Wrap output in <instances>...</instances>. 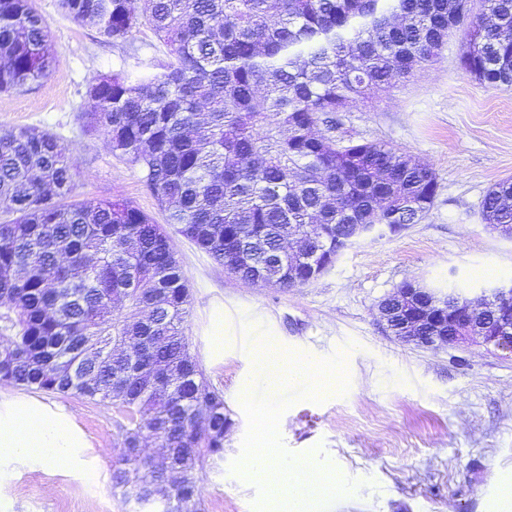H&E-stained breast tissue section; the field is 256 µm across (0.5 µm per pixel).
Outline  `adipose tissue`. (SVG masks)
Listing matches in <instances>:
<instances>
[{
    "instance_id": "1",
    "label": "adipose tissue",
    "mask_w": 512,
    "mask_h": 512,
    "mask_svg": "<svg viewBox=\"0 0 512 512\" xmlns=\"http://www.w3.org/2000/svg\"><path fill=\"white\" fill-rule=\"evenodd\" d=\"M85 445L70 416L24 402L0 407V454L24 453L52 462Z\"/></svg>"
}]
</instances>
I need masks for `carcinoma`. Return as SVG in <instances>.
<instances>
[{
    "mask_svg": "<svg viewBox=\"0 0 512 512\" xmlns=\"http://www.w3.org/2000/svg\"><path fill=\"white\" fill-rule=\"evenodd\" d=\"M109 40L149 27L164 71L89 83L87 126L137 169L167 223L242 282L297 288L349 248L354 224L422 219L437 177L386 143L318 135L436 60L512 89V0H61ZM478 12H473V8ZM0 92L45 79L58 51L34 0H0ZM54 133H0V383L111 403L112 472L133 512H202L204 463L224 460L223 393L191 353L187 281L166 228L119 199L77 201ZM512 225V180L482 200ZM178 461L163 477L146 442Z\"/></svg>",
    "mask_w": 512,
    "mask_h": 512,
    "instance_id": "1",
    "label": "carcinoma"
}]
</instances>
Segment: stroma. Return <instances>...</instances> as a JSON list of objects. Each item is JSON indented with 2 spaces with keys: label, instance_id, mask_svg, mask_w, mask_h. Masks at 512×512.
<instances>
[{
  "label": "stroma",
  "instance_id": "stroma-1",
  "mask_svg": "<svg viewBox=\"0 0 512 512\" xmlns=\"http://www.w3.org/2000/svg\"><path fill=\"white\" fill-rule=\"evenodd\" d=\"M58 51L52 73L29 89L0 93V131L35 127L69 149L77 200L118 196L156 223L166 213L137 169L112 156L91 132L79 106L90 81L121 72L137 81L156 74L165 48L140 28L106 40L91 24L73 22L60 0H35ZM460 40L440 57L396 80L380 98L336 115L320 134L384 142L436 173L427 215L393 237L366 240L300 288L245 284L181 235L172 241L187 279L191 308L185 334L206 377L224 395L233 424L224 431V460L204 467V512H253L258 486L233 472L249 428L240 398L265 381L279 393L275 370L252 365L264 325L286 351L324 359L341 355L346 391L300 400L285 414L280 437L294 456L333 463L356 489L329 512H499L512 484V354L473 345L433 351L402 344L378 321V304L407 281L471 289L512 280V241L486 228L481 202L512 178V89L483 83L459 66ZM53 404L72 414L88 445L52 463L0 456V512H131L112 488L122 414L71 394L0 384V401Z\"/></svg>",
  "mask_w": 512,
  "mask_h": 512
}]
</instances>
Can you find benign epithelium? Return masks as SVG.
I'll return each instance as SVG.
<instances>
[{
	"instance_id": "7a95c632",
	"label": "benign epithelium",
	"mask_w": 512,
	"mask_h": 512,
	"mask_svg": "<svg viewBox=\"0 0 512 512\" xmlns=\"http://www.w3.org/2000/svg\"><path fill=\"white\" fill-rule=\"evenodd\" d=\"M388 224H359L353 240L389 234ZM512 304V280L481 289L470 299L459 293L454 300L437 288H398L378 305L384 329L398 340L433 350L491 345L512 352V316L502 308Z\"/></svg>"
}]
</instances>
